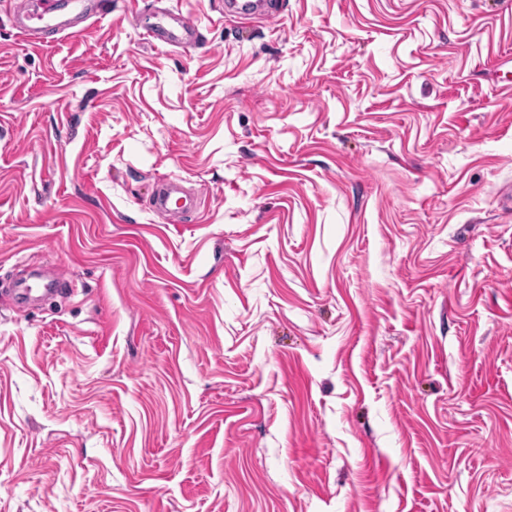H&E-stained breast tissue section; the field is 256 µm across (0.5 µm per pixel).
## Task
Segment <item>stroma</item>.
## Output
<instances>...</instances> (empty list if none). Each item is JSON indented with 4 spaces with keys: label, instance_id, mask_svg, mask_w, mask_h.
<instances>
[{
    "label": "stroma",
    "instance_id": "35a3bbf8",
    "mask_svg": "<svg viewBox=\"0 0 512 512\" xmlns=\"http://www.w3.org/2000/svg\"><path fill=\"white\" fill-rule=\"evenodd\" d=\"M171 3L0 0V512H512V7ZM104 9L103 0H72L67 13L59 12L56 0H42L37 10L31 9L26 0H16L14 14L20 20L18 31L28 42L41 45L43 34L70 35L99 19ZM127 11L136 19L143 37L153 44L186 51L213 50L204 42L197 19L178 6L146 14L144 11H138L137 0H130L127 2ZM267 12L268 2L265 0H230L224 4V17L228 18L252 19L264 16Z\"/></svg>",
    "mask_w": 512,
    "mask_h": 512
}]
</instances>
